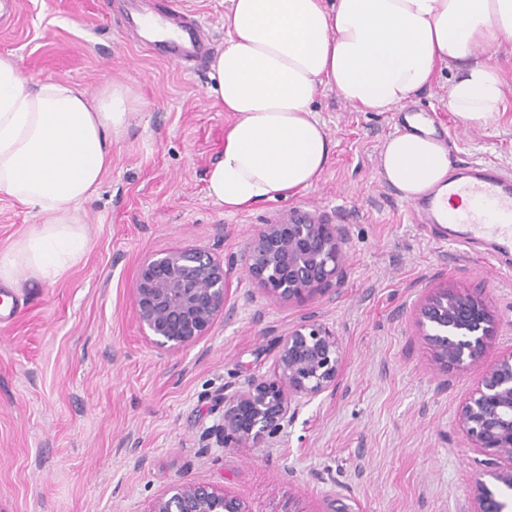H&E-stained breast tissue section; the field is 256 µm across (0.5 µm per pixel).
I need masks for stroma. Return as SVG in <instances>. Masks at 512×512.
Segmentation results:
<instances>
[{"label":"stroma","mask_w":512,"mask_h":512,"mask_svg":"<svg viewBox=\"0 0 512 512\" xmlns=\"http://www.w3.org/2000/svg\"><path fill=\"white\" fill-rule=\"evenodd\" d=\"M0 54L29 83L61 79L97 92L130 84L144 106L112 145V166L81 212L89 247L55 283H27L0 325V512H146L176 480L223 488L250 512H463L480 453L457 423L483 371L512 349V271L468 256L419 224L385 182L380 152L391 112H360L335 91L311 105L333 143L314 186L226 213L204 176L231 121L208 71L187 73L124 38L103 0H20L0 27ZM505 87L485 128L448 108L453 71L413 96L431 113L452 167L512 170V41L482 53ZM314 206L344 227V274L298 304L275 301L246 271L249 240L276 210ZM37 223L0 193V252ZM201 248L229 262L232 296L208 336L155 348L134 313L133 288L153 254ZM448 288L489 300L493 343L475 364L443 371L418 324L424 295ZM311 316L336 332V391L302 407L266 448H221L209 430L225 386L272 376L277 338Z\"/></svg>","instance_id":"35a3bbf8"}]
</instances>
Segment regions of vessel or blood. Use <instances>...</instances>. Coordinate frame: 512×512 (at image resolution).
Here are the masks:
<instances>
[{
    "label": "vessel or blood",
    "instance_id": "obj_1",
    "mask_svg": "<svg viewBox=\"0 0 512 512\" xmlns=\"http://www.w3.org/2000/svg\"><path fill=\"white\" fill-rule=\"evenodd\" d=\"M123 24L160 58L188 72L210 52L209 34L184 0H172L151 13L129 10ZM414 213L419 223L442 227L448 243L512 265V174L500 166L484 162L459 167L447 190L422 198Z\"/></svg>",
    "mask_w": 512,
    "mask_h": 512
}]
</instances>
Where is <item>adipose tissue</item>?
<instances>
[{
  "label": "adipose tissue",
  "mask_w": 512,
  "mask_h": 512,
  "mask_svg": "<svg viewBox=\"0 0 512 512\" xmlns=\"http://www.w3.org/2000/svg\"><path fill=\"white\" fill-rule=\"evenodd\" d=\"M224 27L210 77L233 119L206 190L230 213L318 182L332 152L311 109L321 87L358 111L390 112L444 65L462 124L487 126L502 109L503 82L477 54L512 39V0H230ZM139 106L124 83L94 95L63 80L28 87L0 55V193L40 219L0 253L1 285L54 283L82 257L81 208ZM449 171L447 146L429 134H395L381 152V176L409 201L447 189Z\"/></svg>",
  "instance_id": "1"
}]
</instances>
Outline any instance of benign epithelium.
I'll list each match as a JSON object with an SVG mask.
<instances>
[{"instance_id":"1","label":"benign epithelium","mask_w":512,"mask_h":512,"mask_svg":"<svg viewBox=\"0 0 512 512\" xmlns=\"http://www.w3.org/2000/svg\"><path fill=\"white\" fill-rule=\"evenodd\" d=\"M249 276L277 301L305 302L331 289L342 277L341 226L291 218L267 224L245 251ZM224 263L201 249L176 250L147 259L133 288L135 315L149 342L180 350L208 335L230 296ZM418 321L445 369L472 363L496 336L480 295L446 288L428 295ZM273 376L251 377L241 387H224V412L209 435L222 448H262L292 423L304 404L338 385L343 351L335 334L314 318L279 337ZM459 427L485 456L484 469L464 512H509L490 487L512 489V351L487 368L463 403ZM146 512H248L216 488L175 481Z\"/></svg>"}]
</instances>
